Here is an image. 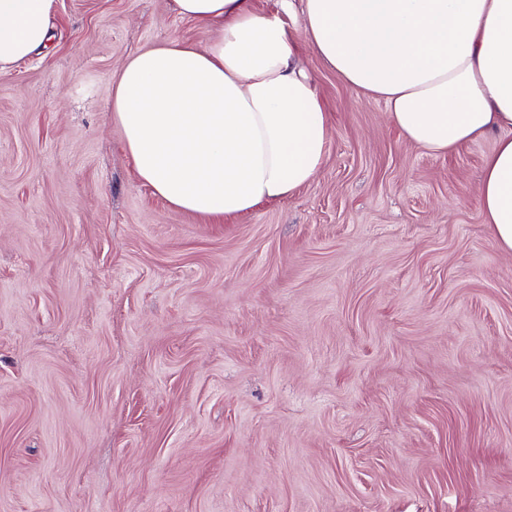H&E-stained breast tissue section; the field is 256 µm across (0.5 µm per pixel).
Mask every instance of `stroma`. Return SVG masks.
<instances>
[{
    "instance_id": "stroma-1",
    "label": "stroma",
    "mask_w": 512,
    "mask_h": 512,
    "mask_svg": "<svg viewBox=\"0 0 512 512\" xmlns=\"http://www.w3.org/2000/svg\"><path fill=\"white\" fill-rule=\"evenodd\" d=\"M210 29L60 0L0 75V512H512V253L493 137L437 156L310 51L313 181L231 223L142 185L122 62Z\"/></svg>"
}]
</instances>
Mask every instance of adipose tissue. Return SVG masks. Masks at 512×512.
<instances>
[{
    "label": "adipose tissue",
    "mask_w": 512,
    "mask_h": 512,
    "mask_svg": "<svg viewBox=\"0 0 512 512\" xmlns=\"http://www.w3.org/2000/svg\"><path fill=\"white\" fill-rule=\"evenodd\" d=\"M213 28L127 58L112 121L140 182L171 208L244 216L308 185L329 152L331 114L296 65L311 49L357 94L383 102L408 141L438 154L494 135L477 204L512 252V0H170ZM58 0H0V75L44 51ZM300 12L299 22L287 15Z\"/></svg>",
    "instance_id": "obj_1"
}]
</instances>
